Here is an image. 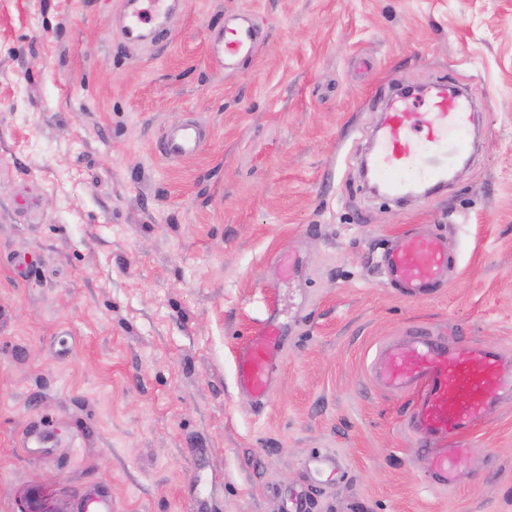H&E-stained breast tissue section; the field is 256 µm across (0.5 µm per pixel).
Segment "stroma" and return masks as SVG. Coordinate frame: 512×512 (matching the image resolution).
<instances>
[{
  "label": "stroma",
  "mask_w": 512,
  "mask_h": 512,
  "mask_svg": "<svg viewBox=\"0 0 512 512\" xmlns=\"http://www.w3.org/2000/svg\"><path fill=\"white\" fill-rule=\"evenodd\" d=\"M238 15L260 37L223 70L208 43ZM122 25L123 0H0V512L33 492L289 512L301 490L310 512H512V397L440 491L402 429L413 394L369 375L415 326L512 357V0H186L138 50ZM442 80L476 103L473 156L432 196H373L391 84ZM189 120L199 152L162 157ZM416 224L458 267L406 299L378 260ZM270 317L260 409L236 352ZM319 450L337 474L309 470Z\"/></svg>",
  "instance_id": "1"
}]
</instances>
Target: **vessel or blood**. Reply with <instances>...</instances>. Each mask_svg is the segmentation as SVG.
<instances>
[{"label": "vessel or blood", "instance_id": "vessel-or-blood-1", "mask_svg": "<svg viewBox=\"0 0 512 512\" xmlns=\"http://www.w3.org/2000/svg\"><path fill=\"white\" fill-rule=\"evenodd\" d=\"M177 5L178 0H123L125 44L138 46L155 39ZM256 36L251 25L226 28L223 37L210 43L209 54L219 66H226L249 50ZM421 102L426 105L422 112L416 109ZM203 138V126L189 121L165 130L158 148L169 158L191 157ZM475 144L462 96L449 91L447 82H438L424 96L397 91L375 128L372 176L395 199L413 184L436 189L447 182L449 168L469 156ZM379 264L388 284L408 298L431 296L448 278L446 246L439 238L412 230L405 233L402 247L381 255ZM282 348L280 327L271 318L239 350L237 385L256 407L267 401ZM373 371L385 388L415 392L407 427L418 441L419 459L442 488L453 486L470 455L469 449L450 447V440L480 425L495 399L512 396V365L499 351L470 343L452 348L423 327L386 344Z\"/></svg>", "mask_w": 512, "mask_h": 512}]
</instances>
